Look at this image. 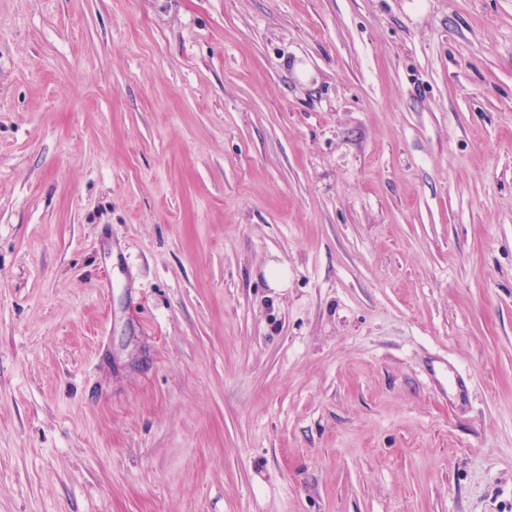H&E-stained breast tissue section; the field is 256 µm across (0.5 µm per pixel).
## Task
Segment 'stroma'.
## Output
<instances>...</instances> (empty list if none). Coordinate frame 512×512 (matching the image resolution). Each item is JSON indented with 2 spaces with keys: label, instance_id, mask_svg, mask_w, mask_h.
Instances as JSON below:
<instances>
[{
  "label": "stroma",
  "instance_id": "obj_1",
  "mask_svg": "<svg viewBox=\"0 0 512 512\" xmlns=\"http://www.w3.org/2000/svg\"><path fill=\"white\" fill-rule=\"evenodd\" d=\"M0 512H512V0H0Z\"/></svg>",
  "mask_w": 512,
  "mask_h": 512
}]
</instances>
